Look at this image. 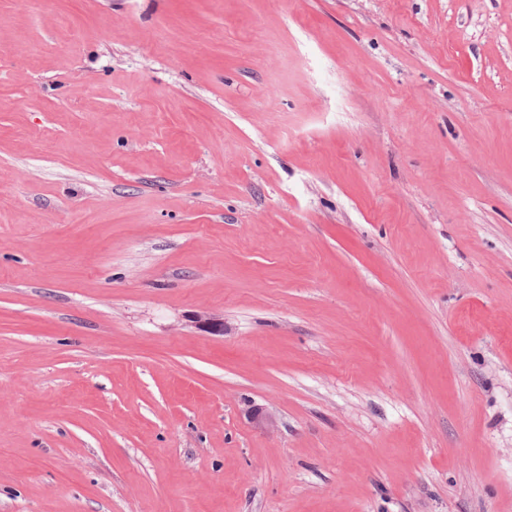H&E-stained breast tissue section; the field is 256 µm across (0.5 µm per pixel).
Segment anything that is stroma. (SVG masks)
I'll return each instance as SVG.
<instances>
[{
	"instance_id": "obj_1",
	"label": "stroma",
	"mask_w": 512,
	"mask_h": 512,
	"mask_svg": "<svg viewBox=\"0 0 512 512\" xmlns=\"http://www.w3.org/2000/svg\"><path fill=\"white\" fill-rule=\"evenodd\" d=\"M0 512H512V0H0Z\"/></svg>"
}]
</instances>
